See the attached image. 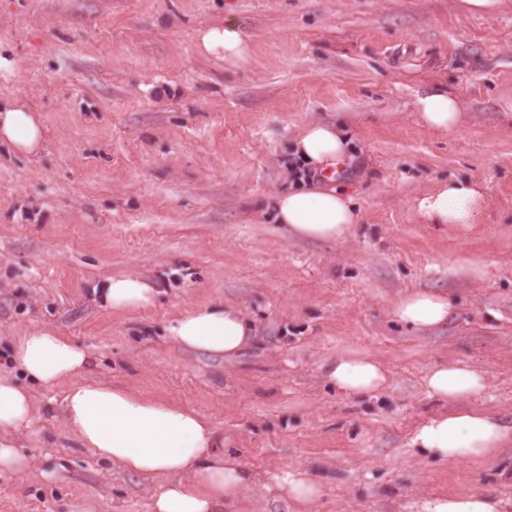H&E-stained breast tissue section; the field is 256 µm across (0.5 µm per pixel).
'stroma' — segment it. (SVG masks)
I'll return each instance as SVG.
<instances>
[{
	"mask_svg": "<svg viewBox=\"0 0 512 512\" xmlns=\"http://www.w3.org/2000/svg\"><path fill=\"white\" fill-rule=\"evenodd\" d=\"M234 22L249 55L202 52ZM0 100L38 112L31 156L0 144V371L14 337L50 327L87 351L85 377L194 408L255 475L228 512H290L277 477L322 493L308 512H421L427 497L491 493L512 512V442L482 462L411 448L442 409L424 379L462 362L469 401L512 429V4L468 15L456 0H0ZM447 86L463 119L416 117ZM343 121L358 146L344 177L360 221L348 241L296 239L272 197L298 183L292 138ZM477 178L468 224H424L412 202ZM134 274L153 306L115 313L94 294ZM446 296L445 324L394 315L408 291ZM209 303L254 330L235 359L177 347L167 324ZM342 354L375 358L384 391L351 398L325 378ZM64 385L33 390L30 465L0 475V512H151L157 483L118 470L64 424Z\"/></svg>",
	"mask_w": 512,
	"mask_h": 512,
	"instance_id": "stroma-1",
	"label": "stroma"
}]
</instances>
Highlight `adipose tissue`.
I'll return each instance as SVG.
<instances>
[{
    "label": "adipose tissue",
    "mask_w": 512,
    "mask_h": 512,
    "mask_svg": "<svg viewBox=\"0 0 512 512\" xmlns=\"http://www.w3.org/2000/svg\"><path fill=\"white\" fill-rule=\"evenodd\" d=\"M203 52L241 59L248 43L233 24L199 36ZM416 111L431 129L457 127L461 115L447 90L431 86L415 101ZM19 155H32L45 143L41 118L21 100L0 104V142ZM294 152L320 176L319 184L291 189L274 198L276 216L296 238L341 241L348 238L360 216L347 183L337 170L349 164L353 145L341 125L316 122L297 136ZM483 195L471 178H451L433 193L415 199L413 208L426 224H467ZM105 305L115 312L136 311L153 304L157 292L143 279L120 275L101 285ZM449 305L440 294L412 291L395 305V315L415 328L447 321ZM167 334L182 348L214 357L231 358L247 346L252 325L237 307L206 304L177 317ZM14 363L28 385L0 376V470L20 471L27 465L8 435L33 423L31 384L51 388L65 384L63 400L67 428L108 463L153 480L168 477L152 501L153 512H220L235 502L251 483L249 470L222 452L223 442L212 423L197 411L125 388L83 380L87 352L54 329L39 327L18 337ZM328 378L348 396L382 390L383 368L367 356L337 358ZM431 396L457 401L483 391V375L459 363L432 368L425 378ZM512 442V430L480 409L461 408L431 416L417 426L412 447L430 459L457 463L487 459ZM499 498L484 493L437 495L424 500L422 512H502Z\"/></svg>",
    "instance_id": "1"
}]
</instances>
